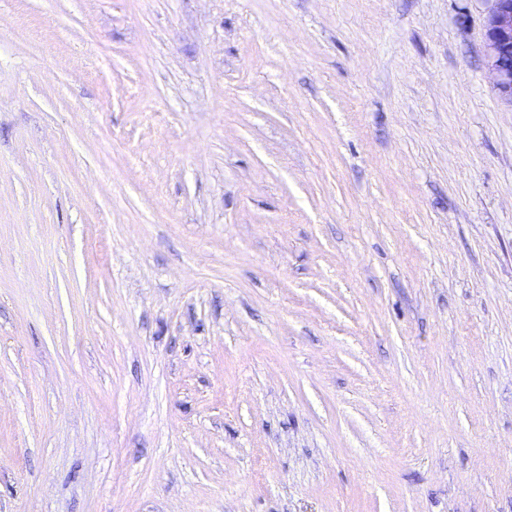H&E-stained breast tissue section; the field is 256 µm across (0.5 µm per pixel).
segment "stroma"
<instances>
[{
  "label": "stroma",
  "mask_w": 512,
  "mask_h": 512,
  "mask_svg": "<svg viewBox=\"0 0 512 512\" xmlns=\"http://www.w3.org/2000/svg\"><path fill=\"white\" fill-rule=\"evenodd\" d=\"M491 0H0V512H512Z\"/></svg>",
  "instance_id": "35a3bbf8"
}]
</instances>
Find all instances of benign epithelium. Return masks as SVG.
Here are the masks:
<instances>
[{
	"mask_svg": "<svg viewBox=\"0 0 512 512\" xmlns=\"http://www.w3.org/2000/svg\"><path fill=\"white\" fill-rule=\"evenodd\" d=\"M486 19L485 54L499 97L512 106V0H492Z\"/></svg>",
	"mask_w": 512,
	"mask_h": 512,
	"instance_id": "7a95c632",
	"label": "benign epithelium"
}]
</instances>
